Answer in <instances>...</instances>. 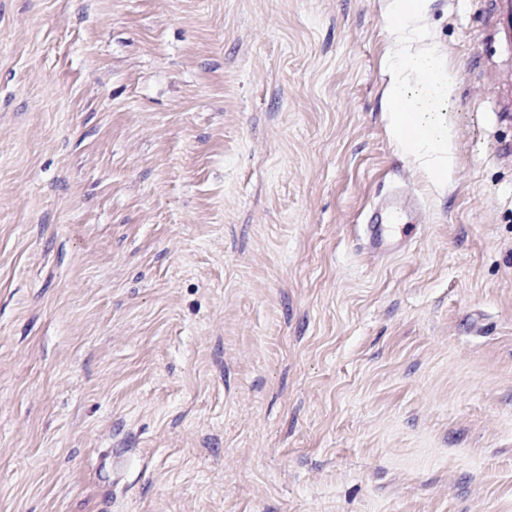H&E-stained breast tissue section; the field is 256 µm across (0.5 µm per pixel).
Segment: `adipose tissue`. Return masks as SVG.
Instances as JSON below:
<instances>
[{
	"instance_id": "ef3b65f1",
	"label": "adipose tissue",
	"mask_w": 512,
	"mask_h": 512,
	"mask_svg": "<svg viewBox=\"0 0 512 512\" xmlns=\"http://www.w3.org/2000/svg\"><path fill=\"white\" fill-rule=\"evenodd\" d=\"M431 0H392L383 18L396 34L390 60L394 79L387 93L390 132L400 152L414 159L438 189L452 181L456 168V132L446 106L455 77L438 46L419 27Z\"/></svg>"
}]
</instances>
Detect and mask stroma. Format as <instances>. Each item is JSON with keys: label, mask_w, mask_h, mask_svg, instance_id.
<instances>
[{"label": "stroma", "mask_w": 512, "mask_h": 512, "mask_svg": "<svg viewBox=\"0 0 512 512\" xmlns=\"http://www.w3.org/2000/svg\"><path fill=\"white\" fill-rule=\"evenodd\" d=\"M390 2L0 0V512H512V52L432 0L435 191ZM431 1L392 0L383 18L398 38L390 60L395 77L387 107L390 132L400 152L419 163L435 188L445 189L456 168V132L446 109L456 83L438 46L417 25ZM403 74L414 76V83L402 79ZM404 209L401 197H396L388 207L372 209L367 224H363L364 238L372 251L394 253L407 245L414 227L400 224Z\"/></svg>", "instance_id": "1"}]
</instances>
